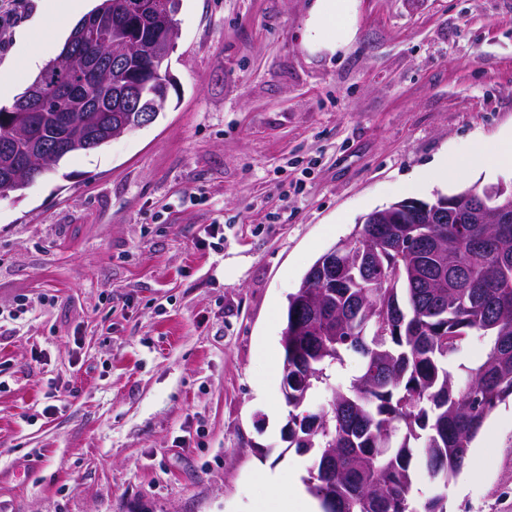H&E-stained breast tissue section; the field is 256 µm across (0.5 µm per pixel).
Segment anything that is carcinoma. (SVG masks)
Returning <instances> with one entry per match:
<instances>
[{"instance_id": "cac0c4a2", "label": "carcinoma", "mask_w": 512, "mask_h": 512, "mask_svg": "<svg viewBox=\"0 0 512 512\" xmlns=\"http://www.w3.org/2000/svg\"><path fill=\"white\" fill-rule=\"evenodd\" d=\"M48 62L0 119L22 111L38 85L49 100L32 118L52 156L36 175L11 183L19 192L69 155L106 145L63 139L55 118L80 125L87 107L101 127L115 125L122 103L112 83L78 62L48 87ZM394 225L421 236L393 242L364 220L352 243L333 247L289 295L283 371L288 377V447L313 456L307 486L323 512H447L448 484L499 405L512 398V223L426 224L401 200L385 208ZM343 273L310 299L326 258ZM471 336L484 354L461 357ZM325 387L321 404L313 395ZM424 475L433 492L414 494Z\"/></svg>"}]
</instances>
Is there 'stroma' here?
<instances>
[{
  "mask_svg": "<svg viewBox=\"0 0 512 512\" xmlns=\"http://www.w3.org/2000/svg\"><path fill=\"white\" fill-rule=\"evenodd\" d=\"M30 3L0 85L72 18ZM313 0H182L169 101L145 127L0 197V512H274L257 472L307 478L282 393L288 296L372 211L512 183L433 180L512 132V0H357L336 54ZM448 486L512 512V402Z\"/></svg>",
  "mask_w": 512,
  "mask_h": 512,
  "instance_id": "35a3bbf8",
  "label": "stroma"
}]
</instances>
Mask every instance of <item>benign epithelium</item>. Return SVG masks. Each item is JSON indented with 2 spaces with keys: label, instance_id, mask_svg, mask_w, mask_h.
I'll list each match as a JSON object with an SVG mask.
<instances>
[{
  "label": "benign epithelium",
  "instance_id": "7a95c632",
  "mask_svg": "<svg viewBox=\"0 0 512 512\" xmlns=\"http://www.w3.org/2000/svg\"><path fill=\"white\" fill-rule=\"evenodd\" d=\"M152 36L142 38L133 27L125 26L117 39L106 43L100 52L112 55L114 70H122L127 57L138 54L152 60V65L144 70L124 73L125 91L128 95V111L136 113L135 125L145 126L154 121L156 114L165 106L173 82L167 60L170 57L168 47L173 39L168 25L151 26ZM156 86L155 97L143 101L142 87ZM11 135L0 143V166L14 178L28 175L33 169L40 168L48 156V146L39 139L35 128L25 125L10 127ZM505 193V186H486L483 192L468 194L462 202L467 204L474 220L478 224H504L512 219V195L500 204L497 199ZM457 199H439L430 206L431 215L439 217L443 210L461 202Z\"/></svg>",
  "mask_w": 512,
  "mask_h": 512
}]
</instances>
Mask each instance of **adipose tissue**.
<instances>
[{"label":"adipose tissue","instance_id":"ef3b65f1","mask_svg":"<svg viewBox=\"0 0 512 512\" xmlns=\"http://www.w3.org/2000/svg\"><path fill=\"white\" fill-rule=\"evenodd\" d=\"M355 2L315 0L304 33V42L312 52L332 53L353 40ZM474 160L488 172L512 164V134L499 137L490 145L474 144L467 156L458 159L455 168L463 170ZM259 478L275 497V512H314V502L304 496L298 483L281 484L278 472L268 468L260 471Z\"/></svg>","mask_w":512,"mask_h":512}]
</instances>
